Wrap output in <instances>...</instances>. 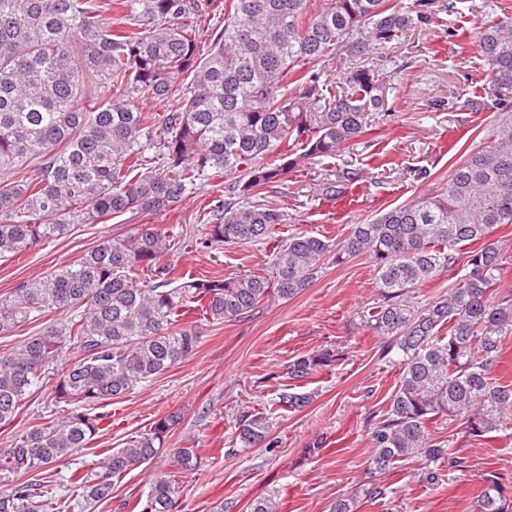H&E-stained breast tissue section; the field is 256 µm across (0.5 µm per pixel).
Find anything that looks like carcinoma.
I'll use <instances>...</instances> for the list:
<instances>
[{"label":"carcinoma","instance_id":"obj_1","mask_svg":"<svg viewBox=\"0 0 512 512\" xmlns=\"http://www.w3.org/2000/svg\"><path fill=\"white\" fill-rule=\"evenodd\" d=\"M224 7V28L200 51L201 22ZM430 0L404 10L397 0H0V167L35 165L25 180L0 178V258H14L109 216L158 214L224 175V193L189 228L207 250L276 241L272 275L224 279L171 277L163 264L181 236L161 224L102 238L72 263L0 296V333L52 313L66 315L0 353V428L11 425L34 389L50 385L46 423L0 448V512H72L112 499L113 486L166 448L180 414L170 412L122 448L100 453L91 472L75 466L100 431L102 401L167 372L196 351L200 334L182 323L196 308L212 321H239L272 298L309 288L329 262L372 260L382 304L372 328L399 357L401 377L370 432L369 469L397 462L463 463L453 442L428 430L435 418L458 421L471 441L508 425L512 385L494 377L503 338L512 334V291H499L507 268L495 230L512 224V11L486 18L477 43L489 72L484 87L495 116L489 140L462 156L443 191L417 196L356 224L336 243L310 232L278 240L288 214L263 200L298 159L329 158L346 145L369 147L381 120L383 78L365 64L414 24L431 19ZM120 15L118 25L112 14ZM349 61L336 92L319 66ZM103 97L85 105L86 93ZM181 100L163 114L136 98ZM276 154L279 162L268 157ZM469 251L468 272L423 305L412 289ZM74 359L51 378L66 355ZM336 362L324 350L288 365L302 386ZM307 393L283 392L299 410ZM274 413L243 411L235 443L277 446ZM172 471L155 477L134 508L181 512L182 475L195 474V448L169 449ZM82 500L61 499L38 479L69 468ZM273 490L249 512H279ZM476 512H512V491L488 472Z\"/></svg>","mask_w":512,"mask_h":512}]
</instances>
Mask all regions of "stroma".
<instances>
[{"label":"stroma","mask_w":512,"mask_h":512,"mask_svg":"<svg viewBox=\"0 0 512 512\" xmlns=\"http://www.w3.org/2000/svg\"><path fill=\"white\" fill-rule=\"evenodd\" d=\"M499 4L432 0L429 23L412 27L375 54L372 63L385 80L376 146L350 145L332 158L304 160L275 184L267 201L287 205L296 218L283 233L307 231L337 241L352 225L445 186L464 151L488 139L494 112L483 100L486 66L476 32ZM346 169L357 174L350 193L327 196V187ZM131 228L126 214L76 224L50 244L0 260V295ZM272 250L269 244H248L206 251L189 243L169 261L180 278H227L247 271L267 276ZM380 303L375 268L359 256L326 265L297 297L270 300L247 319L212 324L189 315L200 333L195 354L100 405L106 418L81 455L83 469L91 468L99 452L123 447L159 416L177 410L182 419L170 447L202 451L201 469L184 480V512H215L221 504L230 512H249L252 500L274 489L281 512H330L339 496L355 497L357 512H475L486 472L498 473L512 487V426L474 442L458 422L440 417L431 432L460 448L463 466L446 460L426 468L410 460L383 474L368 470L373 418L385 410L401 372L397 355H384L370 326ZM322 349L333 350L337 360L310 380L306 390L313 399L307 407L278 412V447L270 453L236 448L240 412L268 409L282 391L288 365ZM169 469L168 452L160 453L127 474L111 500L90 512H131L150 480ZM370 483L381 488L380 496L363 495Z\"/></svg>","instance_id":"1"}]
</instances>
